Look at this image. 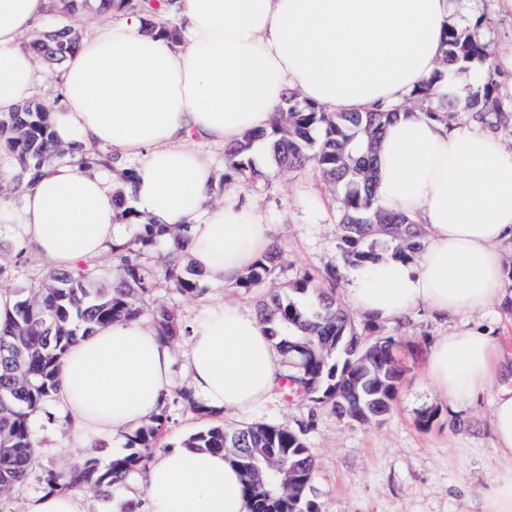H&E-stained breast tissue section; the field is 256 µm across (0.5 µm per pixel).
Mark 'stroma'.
<instances>
[{"instance_id":"obj_1","label":"stroma","mask_w":512,"mask_h":512,"mask_svg":"<svg viewBox=\"0 0 512 512\" xmlns=\"http://www.w3.org/2000/svg\"><path fill=\"white\" fill-rule=\"evenodd\" d=\"M468 27L478 28L499 67L498 101L512 109V11L498 0H468ZM254 201L271 226V241L281 250L273 275L255 293L234 286L205 287L186 296L157 282L146 308L164 306L187 325H196L211 302L229 297L249 310L271 294L288 295L303 274L322 278L341 267L336 248L339 211L336 193L314 164L287 169L269 192ZM19 227L0 223V286L15 290L50 284L55 270L34 251L18 245ZM362 336L389 338L395 343L403 377L391 413L378 423L362 424L338 416L329 406L274 394L255 411L225 419L234 428L267 422L301 432L315 462V500L319 512H479L478 493L492 479L499 461L489 430V406L480 402L451 409L434 394L425 378L430 344L452 330L476 329L494 336H512V311L502 306L445 317L417 307L395 322L367 324L355 315ZM185 341L174 346L175 383L166 412L169 423L158 445L176 448L207 426L192 409L195 397L186 376ZM31 426L44 450L37 457L36 476L19 485L6 504L7 512H23L29 497L47 492L49 473L74 468L86 459L106 466L123 453L124 443L104 448L76 447L46 412H34Z\"/></svg>"}]
</instances>
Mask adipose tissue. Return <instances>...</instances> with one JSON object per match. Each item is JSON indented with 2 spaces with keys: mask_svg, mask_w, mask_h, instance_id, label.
I'll return each mask as SVG.
<instances>
[{
  "mask_svg": "<svg viewBox=\"0 0 512 512\" xmlns=\"http://www.w3.org/2000/svg\"><path fill=\"white\" fill-rule=\"evenodd\" d=\"M55 0H0V114L32 96L42 76L25 48ZM143 4L113 5L88 29L58 77L49 116L61 144L96 145L135 158L127 187L152 223L188 226V251L213 286L237 277L268 251L269 227L224 189L204 207L216 173L207 144L232 145L269 128L289 92L330 112L399 108L377 150L380 202L422 225L414 259L393 256L352 268L347 296L375 322L424 305L454 316L503 303L502 248L512 245V152L490 128L451 126L405 109L412 90L440 69L450 0H181L179 45L144 33ZM106 172L61 160L22 196L0 202V223L21 228L22 246L51 266L95 265L124 240ZM186 368L205 408L233 416L267 402L286 371L270 326L239 302L207 308L193 328ZM173 352L152 323L123 319L96 328L67 351L57 418L83 448L121 440L158 410L173 386ZM426 371L449 407L488 399L493 448L502 466L483 490L480 512H512V361L482 331L435 337ZM142 489H116L135 512H248L240 475L224 454L169 448L147 466Z\"/></svg>",
  "mask_w": 512,
  "mask_h": 512,
  "instance_id": "obj_1",
  "label": "adipose tissue"
}]
</instances>
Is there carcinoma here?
I'll return each mask as SVG.
<instances>
[{
	"label": "carcinoma",
	"instance_id": "1",
	"mask_svg": "<svg viewBox=\"0 0 512 512\" xmlns=\"http://www.w3.org/2000/svg\"><path fill=\"white\" fill-rule=\"evenodd\" d=\"M144 28L148 33L163 34L174 46L181 42L179 28L160 27L150 16L144 19ZM444 41L448 46L446 64H468L476 59L484 62L477 90L464 103L454 106V111L481 121L493 117L502 122L505 113H493L488 108L498 89L490 46L475 34L454 27L444 33ZM37 47L45 59L63 61L75 49L72 29L54 28L43 35ZM51 109L49 103H26L15 112L0 115V146L16 157L20 167L15 178L17 191L32 185L45 160L60 150L49 132ZM395 115L394 111L380 109L326 112L291 94L276 112L270 129L251 131L242 142L224 149V180H236L257 193L270 190L273 178L259 172L252 157L253 145L264 141L276 170L312 162L336 191L340 204L337 249L346 265L371 262L379 250L406 257L420 247V225L415 219L378 204L373 184L374 150L370 149ZM115 162L116 157L110 154L84 153L77 159L86 167H110ZM186 232L185 228L141 224L134 237L112 246V261L121 268L123 277L110 288L96 286L89 273L79 270L55 275L53 283L41 291H15L14 312L0 322V500L33 471L36 457L30 416L53 400L59 365L69 346L101 325L143 315V301L156 282V275L142 263L145 251L159 241L165 242L161 276L181 294L203 292L199 272L185 264ZM280 257L278 246H271L238 278L235 287L245 294L254 292L272 274ZM292 292L312 300L300 306L290 297L273 295L260 304L261 319L272 325L270 336L288 356L289 374L280 388H301L309 401L335 407L336 376L344 368L336 359V337L358 335L355 323L332 287H319L305 276L293 283ZM150 316L165 344H174L187 332L166 307L153 309ZM164 421V413L156 414L152 424L129 437L128 447L134 452L113 458L107 468L88 459L74 476L69 472L49 475L48 485L54 490L84 485L108 492L115 485L128 482L133 474L146 470ZM183 446L229 453L239 470L249 512H318L312 485L315 463L301 434L294 430L272 423H252L235 429L213 424L191 435ZM239 448L267 449L292 463L305 476L301 501L291 503L282 493L261 494L256 474L263 466V458H243L237 453Z\"/></svg>",
	"mask_w": 512,
	"mask_h": 512
}]
</instances>
